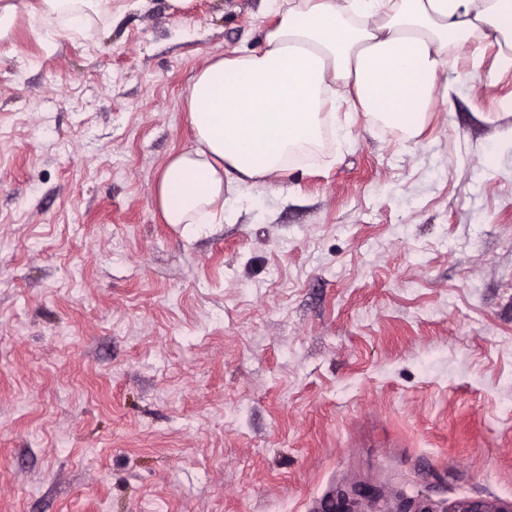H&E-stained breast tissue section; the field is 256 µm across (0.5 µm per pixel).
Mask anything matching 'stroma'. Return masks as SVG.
Masks as SVG:
<instances>
[{
	"label": "stroma",
	"instance_id": "1",
	"mask_svg": "<svg viewBox=\"0 0 512 512\" xmlns=\"http://www.w3.org/2000/svg\"><path fill=\"white\" fill-rule=\"evenodd\" d=\"M273 21L98 0L0 39V512L512 504V72L451 47L418 137L342 107L335 164L165 223L194 75Z\"/></svg>",
	"mask_w": 512,
	"mask_h": 512
}]
</instances>
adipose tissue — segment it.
<instances>
[{
  "label": "adipose tissue",
  "instance_id": "adipose-tissue-1",
  "mask_svg": "<svg viewBox=\"0 0 512 512\" xmlns=\"http://www.w3.org/2000/svg\"><path fill=\"white\" fill-rule=\"evenodd\" d=\"M93 0H35L31 14L81 29ZM274 23L255 51L212 59L185 97L190 149L152 191L168 224H219L271 176L320 159L342 104L413 138L448 70L450 45L499 44L512 71V0H270Z\"/></svg>",
  "mask_w": 512,
  "mask_h": 512
}]
</instances>
